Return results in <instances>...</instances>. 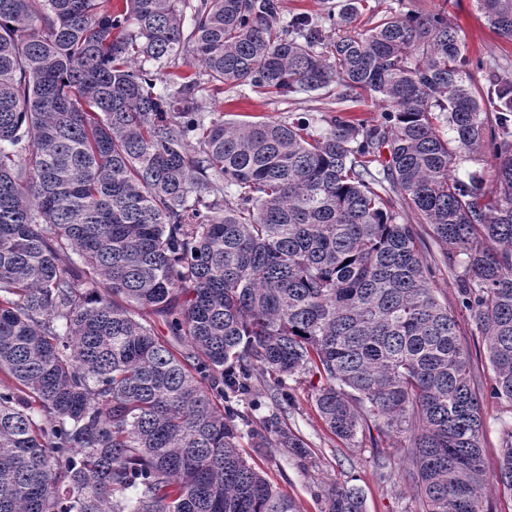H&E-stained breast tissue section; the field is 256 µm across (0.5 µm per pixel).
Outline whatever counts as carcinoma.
Listing matches in <instances>:
<instances>
[{"mask_svg":"<svg viewBox=\"0 0 512 512\" xmlns=\"http://www.w3.org/2000/svg\"><path fill=\"white\" fill-rule=\"evenodd\" d=\"M358 3L322 17L327 42L282 0H0V512H296L240 453L246 433L309 455L232 406L257 371L288 404L319 377L339 438L409 436L422 512H483L480 386L396 203L512 407V80L487 72L489 112L445 8L359 30ZM477 3L512 39V0ZM240 83H335L381 119L200 111ZM482 151L491 180L455 175ZM494 480L512 493L506 421ZM324 512L362 491L333 484ZM397 207L399 208V211H402V217L404 219V223H407V224H413L414 227L417 229L418 233L420 234L421 236V239L422 241L425 243V248H423V250L425 251V254L428 258V260H432V264H433V257L435 255V257L439 260L440 259V249L439 247L435 244V242L433 241L432 237L430 236V227L429 225L427 224H419V219L417 217V215L411 210V209H408L406 206H404V208H401V205L397 204ZM431 257V259H430Z\"/></svg>","mask_w":512,"mask_h":512,"instance_id":"obj_1","label":"carcinoma"}]
</instances>
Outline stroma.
Wrapping results in <instances>:
<instances>
[{
  "mask_svg": "<svg viewBox=\"0 0 512 512\" xmlns=\"http://www.w3.org/2000/svg\"><path fill=\"white\" fill-rule=\"evenodd\" d=\"M446 8L448 18L459 30L468 57L481 59L488 69L512 74V41L501 38L489 26L476 0H365L357 25L367 29L385 13L408 10L429 12ZM201 111L220 112L234 120H287L298 116L312 118L316 127L333 116L379 119L375 101L341 97L339 87L313 93H295L282 98L249 85L225 87L220 98L199 92ZM433 284L439 300L447 304L458 321L460 340L471 356V366L481 384L480 400L485 421L484 458L487 472H495L500 453V430L504 420L512 418V406L490 393V365L482 336L459 299L456 282L445 266L434 270ZM317 378L307 377L291 383L294 405L281 407L262 382H255L251 395L239 398L236 408L253 420L280 414L310 448L309 459L289 456L284 448H257L250 437L241 440V451L249 464L288 493L299 512H322L323 493L332 483H349L361 488L365 512H422V505L405 473L409 469L410 442L402 435L367 430L355 440L345 441L327 430L313 399ZM392 472L391 481L378 477L380 469Z\"/></svg>",
  "mask_w": 512,
  "mask_h": 512,
  "instance_id": "1",
  "label": "stroma"
}]
</instances>
